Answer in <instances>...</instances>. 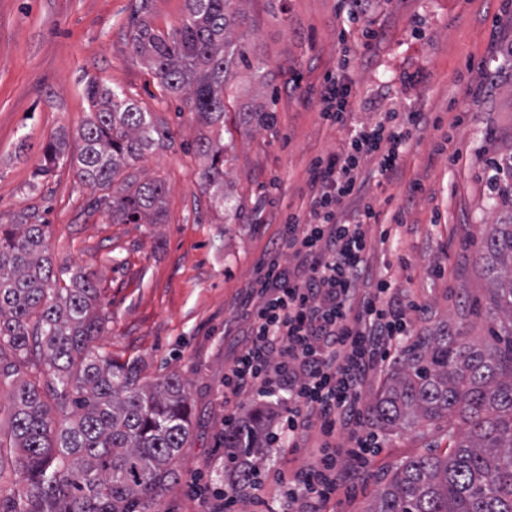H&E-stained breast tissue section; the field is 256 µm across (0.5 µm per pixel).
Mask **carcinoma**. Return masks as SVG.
I'll return each instance as SVG.
<instances>
[{"label":"carcinoma","mask_w":512,"mask_h":512,"mask_svg":"<svg viewBox=\"0 0 512 512\" xmlns=\"http://www.w3.org/2000/svg\"><path fill=\"white\" fill-rule=\"evenodd\" d=\"M150 0L136 5L130 46L162 91L181 97L214 127L197 150L199 173L214 208L224 207V116L228 77L239 67L261 79L266 65L249 56L243 0H184L178 27L162 32L147 20ZM94 118L78 132V153L62 132L46 145L35 176L69 166L102 191L92 202L114 224H161L165 187L137 183L126 170L171 140L153 113L92 80ZM268 127L265 102L247 109ZM491 188L503 212L483 240L494 319L473 341L444 322L405 345L377 397L370 420L390 433L444 425L451 448L404 463L367 512H512V154L493 162ZM24 212L0 224V381H10L14 407L9 449L23 485L0 492V512H150L157 493L177 481L172 460L191 432L181 379L143 382L128 364L91 346L103 330L99 292L85 275L57 287L46 255L47 225ZM44 353L42 377L26 378L30 342ZM265 436L263 412L224 443L247 452Z\"/></svg>","instance_id":"carcinoma-1"}]
</instances>
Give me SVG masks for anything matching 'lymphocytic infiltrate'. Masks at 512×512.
<instances>
[{"instance_id":"1","label":"lymphocytic infiltrate","mask_w":512,"mask_h":512,"mask_svg":"<svg viewBox=\"0 0 512 512\" xmlns=\"http://www.w3.org/2000/svg\"><path fill=\"white\" fill-rule=\"evenodd\" d=\"M346 78L345 67H337L319 98L322 117L336 124L352 110ZM422 121L419 112L388 113L386 122L353 130L342 152L312 164L309 212L289 214L245 303L246 338L224 372V426H239L240 398L252 393L269 400L268 455L304 447L310 432L319 433L313 464L293 472L265 468L287 488L294 512H325L378 445L377 433L365 428L362 391L390 347L409 341L417 305L383 274L363 288L370 279L368 227L379 213L370 201L349 214L344 204L359 190L366 158L376 159L383 177L397 173ZM286 255L294 267L283 265ZM344 432L347 448L336 443Z\"/></svg>"}]
</instances>
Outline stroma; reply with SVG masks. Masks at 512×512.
<instances>
[{"label": "stroma", "mask_w": 512, "mask_h": 512, "mask_svg": "<svg viewBox=\"0 0 512 512\" xmlns=\"http://www.w3.org/2000/svg\"><path fill=\"white\" fill-rule=\"evenodd\" d=\"M245 0L247 47L267 63L264 89L248 70L224 125L225 192L233 207L216 217L196 180L210 136L181 99L164 96L130 49L135 0H0V224L34 212L49 226L48 255L59 285L88 275L107 317L97 346L132 362L141 380L170 375L185 385L191 433L173 461L179 482L153 512H211L224 485V368L247 331L243 301L257 266L289 213L308 212L312 161L340 152L353 128L387 112L423 113L399 170L381 178L365 162L358 208L372 199L369 266L389 272L396 291L420 305L413 333L448 321L484 334L477 305L486 278L477 263L497 216L491 163L512 154V5L507 0ZM374 40H366V31ZM349 57L346 125L325 122L318 93L341 57ZM125 93L169 127L171 141L136 167L140 180L166 187L160 224H114L91 211L96 195L63 166L38 178L46 142L67 133L77 148L90 119L89 81ZM263 93L274 126L244 120L240 107ZM395 233L381 244L384 230ZM379 449L332 512H367L407 460L442 452L448 433L435 426L380 433Z\"/></svg>", "instance_id": "obj_1"}]
</instances>
